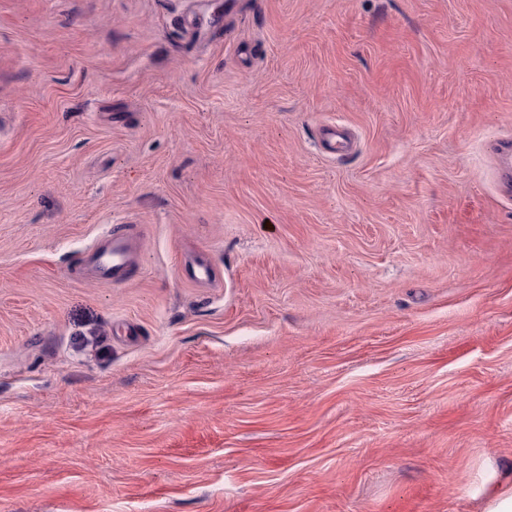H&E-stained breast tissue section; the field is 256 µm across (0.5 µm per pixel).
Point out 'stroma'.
I'll use <instances>...</instances> for the list:
<instances>
[{
	"mask_svg": "<svg viewBox=\"0 0 512 512\" xmlns=\"http://www.w3.org/2000/svg\"><path fill=\"white\" fill-rule=\"evenodd\" d=\"M505 138L512 0H0V512H480ZM322 141L325 143L327 152L332 154H345L351 149L352 142L346 138L343 132L338 130L337 125H329L322 130ZM135 238V226L127 224L124 229L112 232L102 248L92 250L93 274L97 280H117L130 270ZM187 262L184 265V272L190 282L205 285L212 281L214 270L208 262L203 260H191L189 264Z\"/></svg>",
	"mask_w": 512,
	"mask_h": 512,
	"instance_id": "35a3bbf8",
	"label": "stroma"
}]
</instances>
